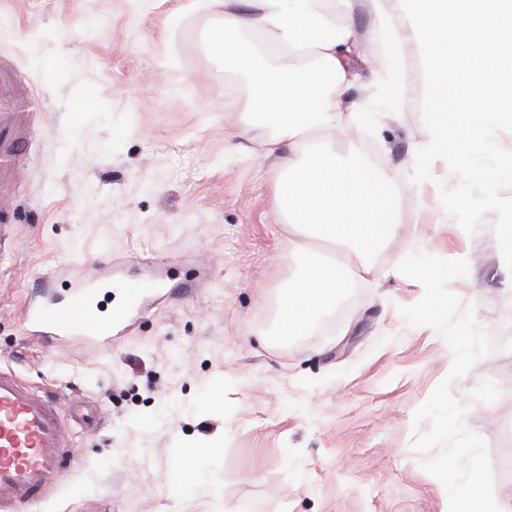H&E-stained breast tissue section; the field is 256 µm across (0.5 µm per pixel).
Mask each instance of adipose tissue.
I'll return each mask as SVG.
<instances>
[{
	"instance_id": "ef3b65f1",
	"label": "adipose tissue",
	"mask_w": 512,
	"mask_h": 512,
	"mask_svg": "<svg viewBox=\"0 0 512 512\" xmlns=\"http://www.w3.org/2000/svg\"><path fill=\"white\" fill-rule=\"evenodd\" d=\"M189 0V11L206 17L212 50L225 67L242 73L247 93L240 110L253 125L237 136L265 129L266 155L282 174L270 204L285 214L288 261L299 272L282 293L278 310L281 337L303 334L334 310L338 291L353 281L379 278L368 260L378 244L399 233L385 203L393 177L376 169L352 144L362 116L347 101L355 78L358 42L353 14L374 18L372 36L386 58L400 52L403 31L413 25L426 60V81L436 119L428 127L422 155L446 154L461 160L487 145L488 123L512 100V0ZM495 71L499 95L471 98L466 121L456 116V95L475 78ZM313 241L334 253L305 261ZM360 265L351 270L345 255Z\"/></svg>"
}]
</instances>
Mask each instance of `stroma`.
<instances>
[{
	"instance_id": "1",
	"label": "stroma",
	"mask_w": 512,
	"mask_h": 512,
	"mask_svg": "<svg viewBox=\"0 0 512 512\" xmlns=\"http://www.w3.org/2000/svg\"><path fill=\"white\" fill-rule=\"evenodd\" d=\"M184 2L0 0V70L13 79L0 113L16 93L37 102L25 158L0 190L17 221L0 246V368L65 405L72 456L63 482L21 512H448L412 446L413 415L444 381L487 446L495 494H512V121L495 118L488 147L461 163L420 158L425 59L406 37L392 65L407 95L388 111L369 67L381 56L372 19L355 14L356 146L394 174L403 232L372 256L387 278L355 282L316 329L263 345L294 275L270 205L276 171L259 139L229 150L246 85L214 57L202 17L170 22ZM485 195L479 210L453 205ZM417 251L468 258L447 287L497 345L452 381L444 338L399 312L424 287L391 272ZM150 256L165 258L175 294L125 336L89 348L26 335V298L49 273L68 269L55 287L65 303L70 277L120 257L131 282ZM215 437L223 446L201 460V481L174 490L177 457Z\"/></svg>"
}]
</instances>
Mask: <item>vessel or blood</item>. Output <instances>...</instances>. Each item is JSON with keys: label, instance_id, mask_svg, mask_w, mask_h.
I'll return each instance as SVG.
<instances>
[{"label": "vessel or blood", "instance_id": "obj_1", "mask_svg": "<svg viewBox=\"0 0 512 512\" xmlns=\"http://www.w3.org/2000/svg\"><path fill=\"white\" fill-rule=\"evenodd\" d=\"M122 285V263L97 276L73 280V302L60 309L47 297L31 299L24 310L27 331L39 336L81 338L91 346L108 344L132 309L159 286L147 273L123 304L109 315L97 313L92 296L101 283ZM61 409L34 391L19 376L0 369V504L19 508L41 500L58 483L68 456Z\"/></svg>", "mask_w": 512, "mask_h": 512}]
</instances>
